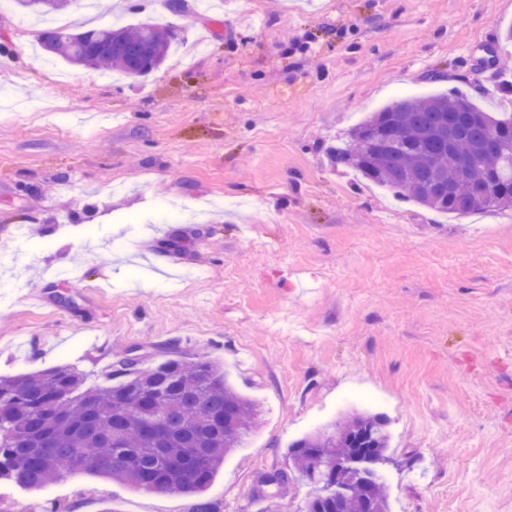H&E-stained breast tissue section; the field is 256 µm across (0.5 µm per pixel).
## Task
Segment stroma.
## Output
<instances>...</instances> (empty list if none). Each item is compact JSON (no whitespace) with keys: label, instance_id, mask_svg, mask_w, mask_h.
<instances>
[{"label":"stroma","instance_id":"obj_1","mask_svg":"<svg viewBox=\"0 0 512 512\" xmlns=\"http://www.w3.org/2000/svg\"><path fill=\"white\" fill-rule=\"evenodd\" d=\"M96 25L171 27L128 78L42 48L0 11V377L116 354L224 365L262 421L205 494L266 512L262 474L306 487L290 445L355 413L388 420L392 512H512V208L443 215L374 189L331 147L402 96L498 90L512 0H98ZM193 512L79 471L0 512Z\"/></svg>","mask_w":512,"mask_h":512}]
</instances>
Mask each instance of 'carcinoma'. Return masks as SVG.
Returning <instances> with one entry per match:
<instances>
[{"instance_id": "1", "label": "carcinoma", "mask_w": 512, "mask_h": 512, "mask_svg": "<svg viewBox=\"0 0 512 512\" xmlns=\"http://www.w3.org/2000/svg\"><path fill=\"white\" fill-rule=\"evenodd\" d=\"M75 0H15L34 15ZM72 64L145 76L165 62L169 30L149 22L41 35ZM336 162L427 209L463 217L512 206V113L496 118L473 95L400 97L356 125ZM114 384H87L72 365L0 378V480L29 491L88 470L138 490L201 495L260 423L259 405L239 393L208 358L172 359L144 368L122 356ZM389 433L381 415L354 414L295 441L289 457L309 487L304 512H390L380 466ZM339 463L343 494L320 495V465ZM265 473L259 492L281 499L286 475Z\"/></svg>"}]
</instances>
